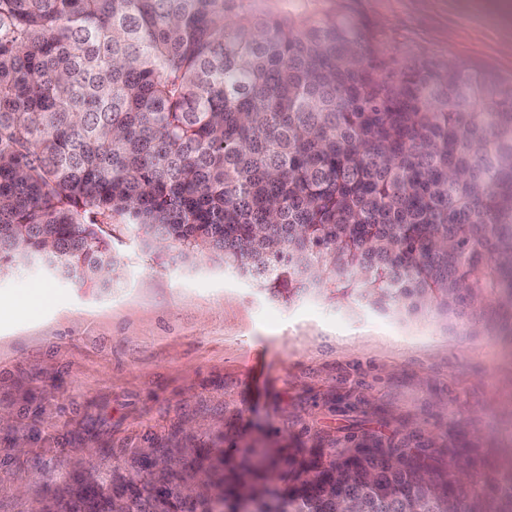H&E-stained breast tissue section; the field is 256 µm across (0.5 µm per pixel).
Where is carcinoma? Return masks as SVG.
<instances>
[{
    "label": "carcinoma",
    "instance_id": "carcinoma-1",
    "mask_svg": "<svg viewBox=\"0 0 512 512\" xmlns=\"http://www.w3.org/2000/svg\"><path fill=\"white\" fill-rule=\"evenodd\" d=\"M262 0H0V269L110 288L102 225L206 256L274 296L512 307V86L397 72L336 11ZM225 512H512V479L448 486L398 447L216 448ZM184 474L79 487L46 512H196Z\"/></svg>",
    "mask_w": 512,
    "mask_h": 512
}]
</instances>
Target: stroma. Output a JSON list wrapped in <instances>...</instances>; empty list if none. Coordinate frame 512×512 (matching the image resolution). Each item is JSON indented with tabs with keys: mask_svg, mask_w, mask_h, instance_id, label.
I'll list each match as a JSON object with an SVG mask.
<instances>
[{
	"mask_svg": "<svg viewBox=\"0 0 512 512\" xmlns=\"http://www.w3.org/2000/svg\"><path fill=\"white\" fill-rule=\"evenodd\" d=\"M367 23L392 68L447 63L512 84V0H309ZM111 287L33 268L0 298L43 300L0 321V512L95 478L184 470L209 449L331 453L377 439L456 449L473 481L512 478V329L309 290L284 299L205 257L123 237Z\"/></svg>",
	"mask_w": 512,
	"mask_h": 512,
	"instance_id": "1",
	"label": "stroma"
}]
</instances>
